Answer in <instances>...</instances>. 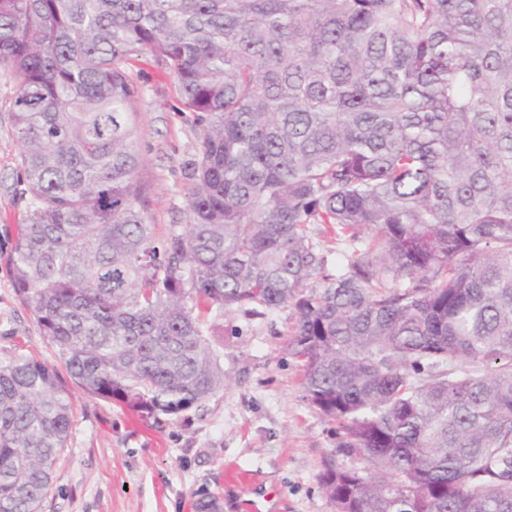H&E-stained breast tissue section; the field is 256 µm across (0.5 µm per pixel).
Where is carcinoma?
I'll return each instance as SVG.
<instances>
[{
  "label": "carcinoma",
  "instance_id": "obj_1",
  "mask_svg": "<svg viewBox=\"0 0 512 512\" xmlns=\"http://www.w3.org/2000/svg\"><path fill=\"white\" fill-rule=\"evenodd\" d=\"M142 52L200 128L160 246ZM0 65L14 285L77 387L177 415L224 390L209 322L290 308L334 512H512V0H0ZM312 224L351 249L315 287ZM71 424L56 369L0 359V512H41Z\"/></svg>",
  "mask_w": 512,
  "mask_h": 512
}]
</instances>
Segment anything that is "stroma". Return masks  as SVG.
Wrapping results in <instances>:
<instances>
[{
  "mask_svg": "<svg viewBox=\"0 0 512 512\" xmlns=\"http://www.w3.org/2000/svg\"><path fill=\"white\" fill-rule=\"evenodd\" d=\"M127 69L140 89L136 138L144 215L157 238L187 222L185 193L199 134L177 80L148 54ZM0 67V359L24 352L59 366L55 347L14 288L12 248L26 201L10 100ZM292 311L225 314L210 337L227 386L175 416L146 417L72 388V426L42 512H194L200 492L224 512H333L317 475L334 448L331 422L304 400L301 367L288 353Z\"/></svg>",
  "mask_w": 512,
  "mask_h": 512,
  "instance_id": "obj_1",
  "label": "stroma"
}]
</instances>
